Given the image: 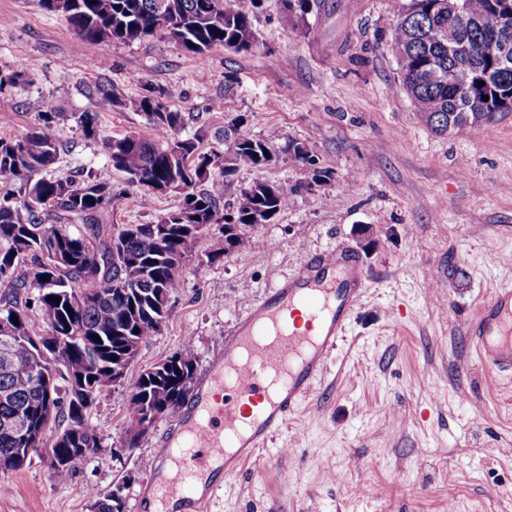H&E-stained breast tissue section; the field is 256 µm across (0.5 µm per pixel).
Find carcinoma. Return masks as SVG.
<instances>
[{
	"label": "carcinoma",
	"instance_id": "obj_1",
	"mask_svg": "<svg viewBox=\"0 0 512 512\" xmlns=\"http://www.w3.org/2000/svg\"><path fill=\"white\" fill-rule=\"evenodd\" d=\"M409 0L393 26L390 47L400 83L418 112L438 134L471 137L497 112H512V0ZM62 16L78 43L132 42L159 36L204 60L216 49L246 52L255 35L237 0H40ZM281 19L308 25L319 0H282ZM457 34L448 46V29ZM180 89L148 87L137 99L155 132L114 137L106 144L112 168L127 183L150 194L157 185L179 188L182 204L144 224L111 226L106 214L122 194L87 174L77 181L49 173L61 142L57 107L41 102L37 124L0 137V473L32 461L35 448L54 430V456L46 457L53 478L65 482L99 448L87 414L105 388L128 368L125 348L139 347L158 334L170 314L169 297L182 286L183 261L209 224L229 231L211 241L208 261L244 253L249 237L240 226L269 222L288 191L323 177L305 147L295 159L311 174L293 186L256 180L242 189L248 199L235 212L220 214L225 177L241 168L258 170L278 155L267 138L242 132L235 118L215 143L205 132L183 137L182 115L171 109ZM486 99H481V96ZM120 99L109 83L95 86L85 135L94 134L96 113ZM69 254L55 263L51 249ZM47 328L65 339L57 351L38 349L32 337ZM170 362L168 379L140 374L126 406V419L150 422L176 414L194 375L192 338ZM93 512H124V501L91 493Z\"/></svg>",
	"mask_w": 512,
	"mask_h": 512
}]
</instances>
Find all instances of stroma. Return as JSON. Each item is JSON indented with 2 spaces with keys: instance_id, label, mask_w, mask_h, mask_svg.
I'll use <instances>...</instances> for the list:
<instances>
[{
  "instance_id": "stroma-1",
  "label": "stroma",
  "mask_w": 512,
  "mask_h": 512,
  "mask_svg": "<svg viewBox=\"0 0 512 512\" xmlns=\"http://www.w3.org/2000/svg\"><path fill=\"white\" fill-rule=\"evenodd\" d=\"M409 0H323L307 28L281 20V0H239L253 15L246 52L199 61L159 38L77 45L66 20L39 0H0V74L24 66V83L0 89V136L38 120L55 100L62 148L55 173L90 171L123 184L109 139L152 137L132 103L145 86L177 85L172 103L184 134L221 131L244 117V133L309 148L327 177L289 192L279 213L250 229L246 252L208 261L224 227L200 233L161 332L143 343L125 378L89 413L100 450L57 483L36 458L6 474L0 512H90L87 497L121 490L138 512L146 461L167 429L159 419L126 444L125 409L138 376L193 338L195 371L224 348L247 302L292 275L308 255L340 247L359 261L365 288L327 372L283 433L244 472L219 486L209 512H512V377L482 370L466 323L512 275V112L475 138L431 130L401 90L389 42ZM106 60L103 69L91 59ZM118 107L98 113L93 136L79 123L100 82ZM308 173L292 154L238 170L225 207L255 180L291 185ZM179 203L130 187L113 224H141ZM370 232L362 247L358 228ZM291 453V464L281 463Z\"/></svg>"
}]
</instances>
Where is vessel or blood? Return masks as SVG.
<instances>
[{
  "label": "vessel or blood",
  "instance_id": "1",
  "mask_svg": "<svg viewBox=\"0 0 512 512\" xmlns=\"http://www.w3.org/2000/svg\"><path fill=\"white\" fill-rule=\"evenodd\" d=\"M362 285L357 260L332 250L246 304L148 459L139 512H204L215 485L259 457L325 373ZM467 330L482 368L512 373L511 277Z\"/></svg>",
  "mask_w": 512,
  "mask_h": 512
}]
</instances>
